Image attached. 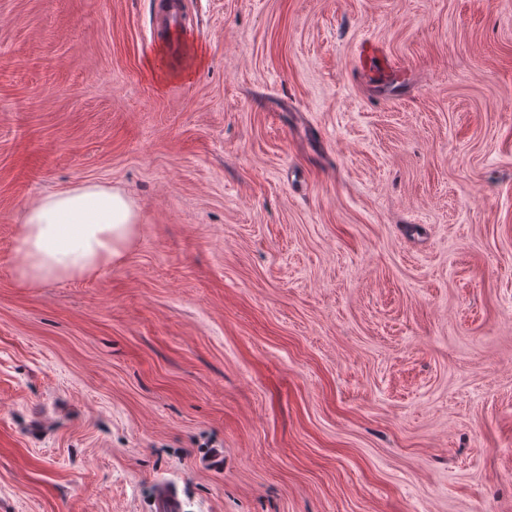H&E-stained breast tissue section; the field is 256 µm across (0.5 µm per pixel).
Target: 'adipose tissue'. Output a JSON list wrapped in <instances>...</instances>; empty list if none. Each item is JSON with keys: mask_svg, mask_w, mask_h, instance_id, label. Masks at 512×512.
<instances>
[{"mask_svg": "<svg viewBox=\"0 0 512 512\" xmlns=\"http://www.w3.org/2000/svg\"><path fill=\"white\" fill-rule=\"evenodd\" d=\"M138 211L124 192L82 183L25 207L16 273L25 285L91 275L120 261L137 233Z\"/></svg>", "mask_w": 512, "mask_h": 512, "instance_id": "adipose-tissue-1", "label": "adipose tissue"}]
</instances>
